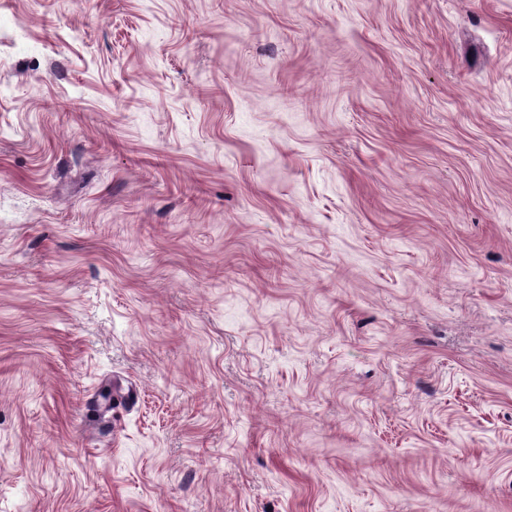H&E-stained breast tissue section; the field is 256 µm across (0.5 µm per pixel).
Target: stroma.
<instances>
[{"mask_svg": "<svg viewBox=\"0 0 512 512\" xmlns=\"http://www.w3.org/2000/svg\"><path fill=\"white\" fill-rule=\"evenodd\" d=\"M0 512H512V0H0Z\"/></svg>", "mask_w": 512, "mask_h": 512, "instance_id": "stroma-1", "label": "stroma"}]
</instances>
